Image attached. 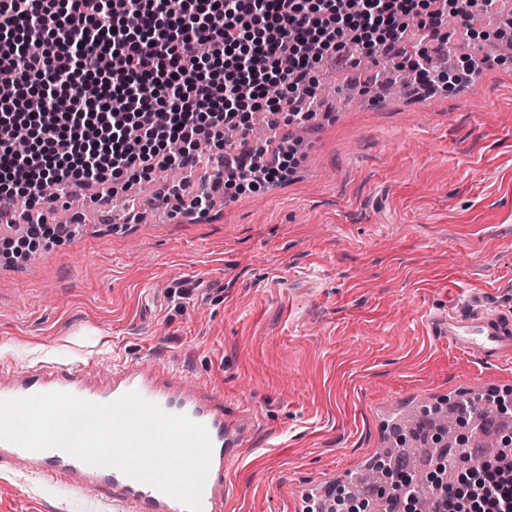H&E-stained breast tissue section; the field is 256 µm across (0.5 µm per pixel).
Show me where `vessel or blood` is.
I'll list each match as a JSON object with an SVG mask.
<instances>
[{
	"label": "vessel or blood",
	"mask_w": 512,
	"mask_h": 512,
	"mask_svg": "<svg viewBox=\"0 0 512 512\" xmlns=\"http://www.w3.org/2000/svg\"><path fill=\"white\" fill-rule=\"evenodd\" d=\"M431 335L485 365L512 361V311L477 308L439 313L427 320ZM137 392L165 412L184 415L206 427L212 450L202 493V512H229L234 489L228 467L245 450L256 448L254 427L246 413H232L221 394L194 375L170 367L150 371L123 356L109 367L78 361L37 362L0 372V400L66 392L105 405ZM0 464L40 479L49 489L75 488L111 505L113 512H187L183 502L116 467L89 464L59 449L30 451L0 440Z\"/></svg>",
	"instance_id": "1"
}]
</instances>
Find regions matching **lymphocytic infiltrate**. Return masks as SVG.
<instances>
[{
	"instance_id": "lymphocytic-infiltrate-1",
	"label": "lymphocytic infiltrate",
	"mask_w": 512,
	"mask_h": 512,
	"mask_svg": "<svg viewBox=\"0 0 512 512\" xmlns=\"http://www.w3.org/2000/svg\"><path fill=\"white\" fill-rule=\"evenodd\" d=\"M0 0V69L16 92L0 97V201L23 186L28 206L52 204L72 187L163 166L195 167L199 147H224L243 110L286 88L302 119L310 74L329 55L407 57L416 19L420 42L441 41L448 22L468 26L472 0L418 15L419 0ZM179 143L171 153V143ZM294 156L279 150L217 174L224 190L280 182ZM492 478L473 483L481 512H512V467L486 458Z\"/></svg>"
}]
</instances>
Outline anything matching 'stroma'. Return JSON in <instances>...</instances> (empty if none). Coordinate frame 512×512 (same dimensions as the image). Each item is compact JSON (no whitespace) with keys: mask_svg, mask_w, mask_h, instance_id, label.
<instances>
[{"mask_svg":"<svg viewBox=\"0 0 512 512\" xmlns=\"http://www.w3.org/2000/svg\"><path fill=\"white\" fill-rule=\"evenodd\" d=\"M474 6L449 69L490 64L445 90L372 84L377 66H318L314 117L283 127L285 181L222 201L203 221L160 213L156 183L135 200L152 223L89 212L73 237L0 263V369L113 354L180 363L254 419L262 448L230 467L232 512L334 504L396 450L400 417L479 383L490 366L431 336L425 312L512 309V0ZM47 493L0 465V512H109Z\"/></svg>","mask_w":512,"mask_h":512,"instance_id":"stroma-1","label":"stroma"}]
</instances>
